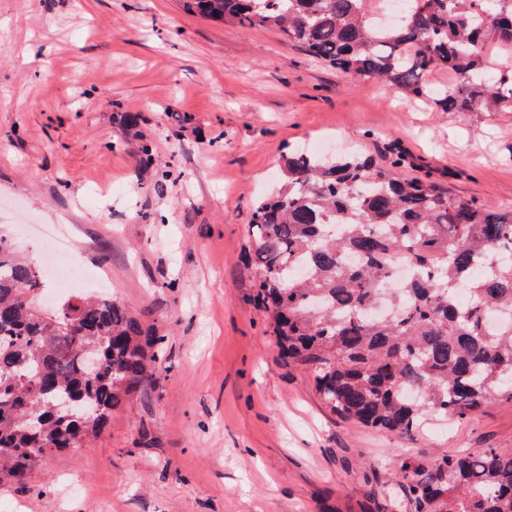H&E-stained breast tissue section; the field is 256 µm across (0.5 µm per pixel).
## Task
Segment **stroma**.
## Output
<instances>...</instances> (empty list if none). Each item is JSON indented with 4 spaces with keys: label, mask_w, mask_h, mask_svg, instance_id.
<instances>
[{
    "label": "stroma",
    "mask_w": 512,
    "mask_h": 512,
    "mask_svg": "<svg viewBox=\"0 0 512 512\" xmlns=\"http://www.w3.org/2000/svg\"><path fill=\"white\" fill-rule=\"evenodd\" d=\"M326 143L512 207V111L441 112L183 0H0V231L162 339L157 382L110 430L0 484V512H384L397 472L512 448V402L411 437L331 414L251 296L255 201Z\"/></svg>",
    "instance_id": "35a3bbf8"
}]
</instances>
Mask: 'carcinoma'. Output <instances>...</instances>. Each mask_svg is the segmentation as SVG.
Segmentation results:
<instances>
[{
	"label": "carcinoma",
	"instance_id": "cac0c4a2",
	"mask_svg": "<svg viewBox=\"0 0 512 512\" xmlns=\"http://www.w3.org/2000/svg\"><path fill=\"white\" fill-rule=\"evenodd\" d=\"M368 0H185L183 8L243 27L274 28L339 72L383 82L442 112L512 111V66L483 51L493 32L512 46V0H396L378 23ZM456 77L436 89L426 73ZM248 255L253 300L288 362L314 375L330 411L409 436L425 417L462 420L512 401V209L402 178L359 154L288 152L282 184L256 204ZM414 276L371 309L399 264ZM482 266L486 276L474 278ZM45 274L0 234V483L103 434L112 414L160 372L159 338L132 307L76 295L48 313ZM468 299L457 301L459 291ZM68 397L87 415L56 409ZM409 512H512V449L441 453L425 476L401 465Z\"/></svg>",
	"mask_w": 512,
	"mask_h": 512
}]
</instances>
